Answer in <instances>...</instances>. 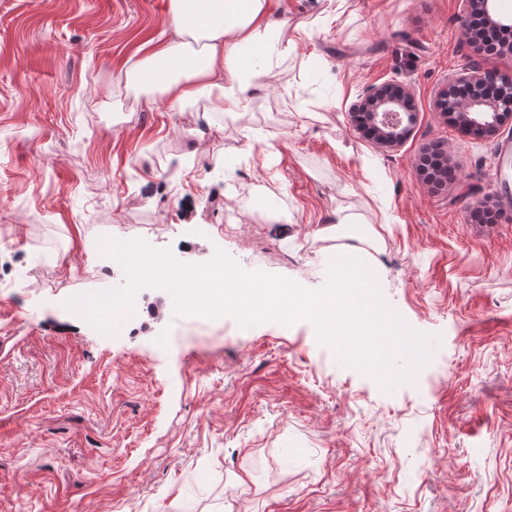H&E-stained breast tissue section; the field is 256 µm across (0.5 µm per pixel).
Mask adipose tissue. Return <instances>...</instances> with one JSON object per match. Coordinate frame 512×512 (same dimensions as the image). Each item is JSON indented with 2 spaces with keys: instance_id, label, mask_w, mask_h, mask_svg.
I'll use <instances>...</instances> for the list:
<instances>
[{
  "instance_id": "ef3b65f1",
  "label": "adipose tissue",
  "mask_w": 512,
  "mask_h": 512,
  "mask_svg": "<svg viewBox=\"0 0 512 512\" xmlns=\"http://www.w3.org/2000/svg\"><path fill=\"white\" fill-rule=\"evenodd\" d=\"M277 0H171L170 31L143 47L129 81L182 105L207 96L214 110L233 113L262 88L294 41L275 28ZM202 40L190 52L186 36Z\"/></svg>"
}]
</instances>
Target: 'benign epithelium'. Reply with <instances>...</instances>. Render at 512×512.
Segmentation results:
<instances>
[{
	"label": "benign epithelium",
	"mask_w": 512,
	"mask_h": 512,
	"mask_svg": "<svg viewBox=\"0 0 512 512\" xmlns=\"http://www.w3.org/2000/svg\"><path fill=\"white\" fill-rule=\"evenodd\" d=\"M486 76L487 69L476 63L455 79V86L473 87L483 83ZM412 101L410 88L402 83L369 86L351 106L350 115H367L374 141L395 147L404 141L414 120ZM457 110L467 130L483 125L494 128L512 116V84L501 87L495 99L475 94L458 103Z\"/></svg>",
	"instance_id": "obj_1"
}]
</instances>
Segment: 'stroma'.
I'll list each match as a JSON object with an SVG mask.
<instances>
[{
    "mask_svg": "<svg viewBox=\"0 0 512 512\" xmlns=\"http://www.w3.org/2000/svg\"><path fill=\"white\" fill-rule=\"evenodd\" d=\"M469 0H281L295 49L243 109L177 108L125 73L169 0H0V512H512V157L437 93L512 52L465 35ZM407 84L415 120L380 147L349 109ZM439 150L453 179L432 185ZM353 215L363 235L332 231ZM108 236L185 262L325 282L358 248L387 303L441 335L384 392L312 324L239 328L144 289L105 337L65 302L120 286Z\"/></svg>",
    "mask_w": 512,
    "mask_h": 512,
    "instance_id": "35a3bbf8",
    "label": "stroma"
}]
</instances>
